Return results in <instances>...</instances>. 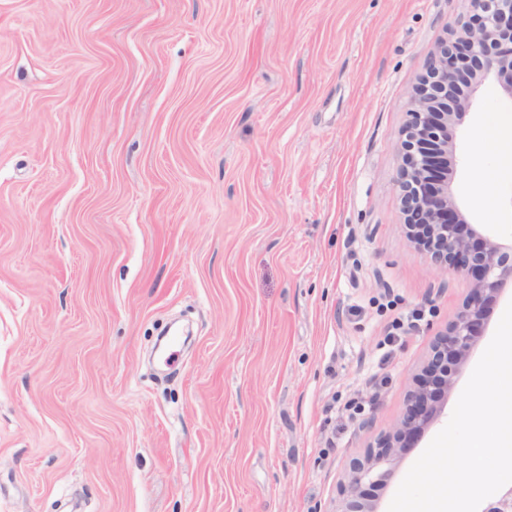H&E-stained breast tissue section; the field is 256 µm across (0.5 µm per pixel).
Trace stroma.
Segmentation results:
<instances>
[{"instance_id": "1", "label": "stroma", "mask_w": 512, "mask_h": 512, "mask_svg": "<svg viewBox=\"0 0 512 512\" xmlns=\"http://www.w3.org/2000/svg\"><path fill=\"white\" fill-rule=\"evenodd\" d=\"M466 8L0 0V512H333L467 295L408 239L397 185ZM510 139L484 83L448 191L505 244Z\"/></svg>"}]
</instances>
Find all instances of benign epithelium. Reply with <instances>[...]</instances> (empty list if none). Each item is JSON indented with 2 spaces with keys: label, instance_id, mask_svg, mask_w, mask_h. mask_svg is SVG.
Here are the masks:
<instances>
[{
  "label": "benign epithelium",
  "instance_id": "1",
  "mask_svg": "<svg viewBox=\"0 0 512 512\" xmlns=\"http://www.w3.org/2000/svg\"><path fill=\"white\" fill-rule=\"evenodd\" d=\"M467 2L468 10L449 26L448 40L416 88L404 127L398 186L404 206L411 207L412 223L430 227L439 239L440 253L431 259L463 276L470 288L413 376L406 409L393 430L350 463L337 485L333 512H377L373 492L388 484L406 449L437 420L440 396L455 388L487 312L506 286H512V243L482 235L448 205V168L455 166L448 150L451 130L470 103L457 89L472 92L490 81L512 98V0ZM481 512H512V488L487 499Z\"/></svg>",
  "mask_w": 512,
  "mask_h": 512
}]
</instances>
